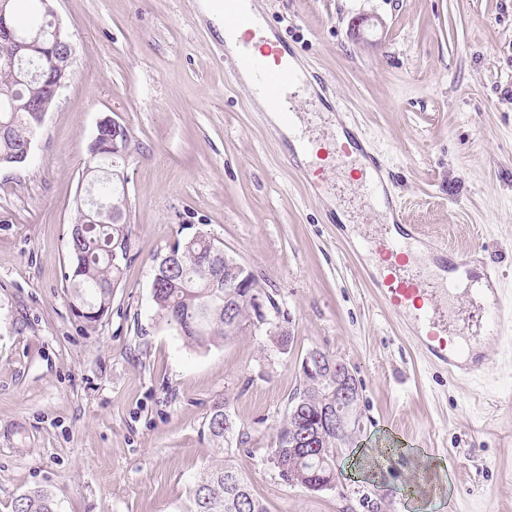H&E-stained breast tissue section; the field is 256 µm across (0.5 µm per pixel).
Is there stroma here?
<instances>
[{
    "label": "stroma",
    "mask_w": 512,
    "mask_h": 512,
    "mask_svg": "<svg viewBox=\"0 0 512 512\" xmlns=\"http://www.w3.org/2000/svg\"><path fill=\"white\" fill-rule=\"evenodd\" d=\"M315 94L317 138L343 105L397 175L409 223L485 249L512 298V0H263ZM75 50L70 81L28 160L0 166V512L35 487L57 512H189L215 461L223 402L251 437L235 454L270 512H512V350L452 380L425 362L346 253L378 219L362 189H323L224 73V39L198 0H55ZM130 135L131 261L86 327L65 292L68 232L103 118ZM348 224L336 236L337 214ZM207 231L254 274L290 336L256 320L186 345L152 299L154 267ZM319 348L360 383L362 429L336 453V486L290 487L268 459Z\"/></svg>",
    "instance_id": "obj_1"
}]
</instances>
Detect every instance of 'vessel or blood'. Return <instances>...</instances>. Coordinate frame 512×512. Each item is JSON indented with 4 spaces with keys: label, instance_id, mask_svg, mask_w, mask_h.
<instances>
[{
    "label": "vessel or blood",
    "instance_id": "vessel-or-blood-1",
    "mask_svg": "<svg viewBox=\"0 0 512 512\" xmlns=\"http://www.w3.org/2000/svg\"><path fill=\"white\" fill-rule=\"evenodd\" d=\"M229 31H242L241 46L224 57L225 73L252 74V97L270 111L281 113L286 124L294 115L286 102L290 88L302 79L292 64L287 45L271 41L247 9V0H217ZM336 148L332 158L338 168H357L362 189L384 219L373 238L350 244L349 253L361 262V272L380 298L387 315L405 325L412 341L449 378L466 379L482 374L489 347L512 343V302L501 286L494 261L448 249L426 237L404 219L393 196V172L383 160L368 152L361 133L336 115ZM480 302V313L470 327L453 320L460 282Z\"/></svg>",
    "mask_w": 512,
    "mask_h": 512
}]
</instances>
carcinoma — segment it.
<instances>
[{
    "instance_id": "cac0c4a2",
    "label": "carcinoma",
    "mask_w": 512,
    "mask_h": 512,
    "mask_svg": "<svg viewBox=\"0 0 512 512\" xmlns=\"http://www.w3.org/2000/svg\"><path fill=\"white\" fill-rule=\"evenodd\" d=\"M8 10L20 33L41 29L46 37H51L54 22L42 0H9ZM42 96L38 86L16 83L9 72L0 70V124L9 125L11 130L9 137L0 139V158L4 163H14V156L39 127V115L29 111V107ZM87 168L96 170L98 176L93 187L95 201L106 208H125V187L112 181L113 157L97 153L90 146ZM130 234V225L114 224L103 217L88 225L80 238L69 237L71 262L65 272L66 292L73 314L89 326L99 322L112 305L114 288L128 262L124 254L129 248ZM222 249L224 244L216 239L178 242L171 247L178 255L177 271L155 268L158 278L152 298L157 313L193 348L207 349L231 340L224 331V310L219 308L227 290L212 287V280L224 277V269L210 268L207 261L212 252ZM235 304L237 334L251 317V306L244 296L236 298ZM332 385L333 379L324 374L304 381L303 387L292 395L287 417L276 426L269 460L287 485L291 484L288 473L297 469L311 486L322 482L336 486V440L324 449L327 463L323 467L315 458L306 456L303 446L287 440L314 428L318 409L330 399ZM225 413L226 407L218 402L208 419L207 431L219 460L209 465L189 490L192 512H268L252 492L248 477L234 463L232 443L244 446L249 436L234 427L224 431ZM12 512H56V503L49 490L34 488L14 500Z\"/></svg>"
}]
</instances>
